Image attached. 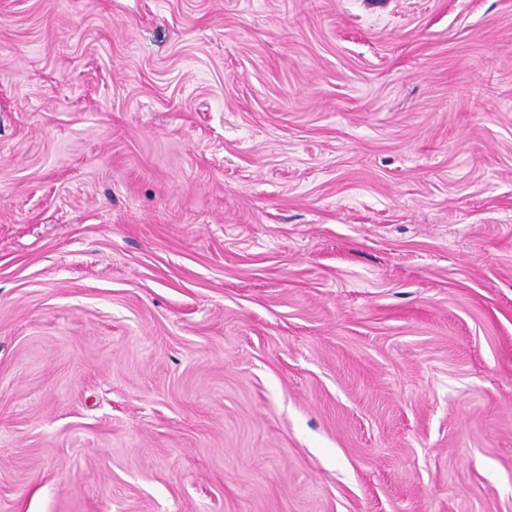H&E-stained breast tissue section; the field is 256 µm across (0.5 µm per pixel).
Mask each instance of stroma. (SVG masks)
I'll return each instance as SVG.
<instances>
[{"mask_svg":"<svg viewBox=\"0 0 512 512\" xmlns=\"http://www.w3.org/2000/svg\"><path fill=\"white\" fill-rule=\"evenodd\" d=\"M0 512H512V0H0Z\"/></svg>","mask_w":512,"mask_h":512,"instance_id":"obj_1","label":"stroma"}]
</instances>
